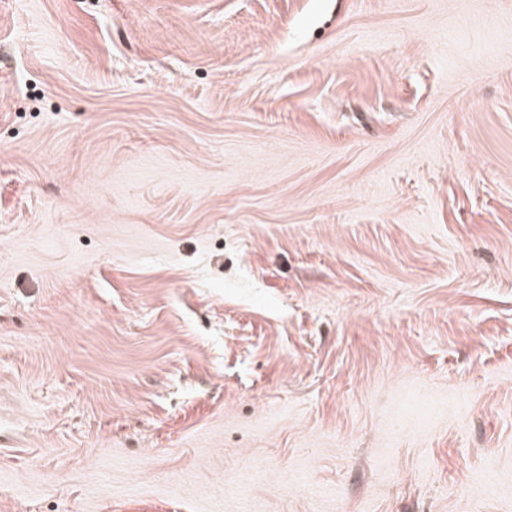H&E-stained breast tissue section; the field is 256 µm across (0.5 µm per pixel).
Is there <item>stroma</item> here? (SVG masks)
<instances>
[{"label":"stroma","instance_id":"1","mask_svg":"<svg viewBox=\"0 0 512 512\" xmlns=\"http://www.w3.org/2000/svg\"><path fill=\"white\" fill-rule=\"evenodd\" d=\"M0 512H512V0H0Z\"/></svg>","mask_w":512,"mask_h":512}]
</instances>
